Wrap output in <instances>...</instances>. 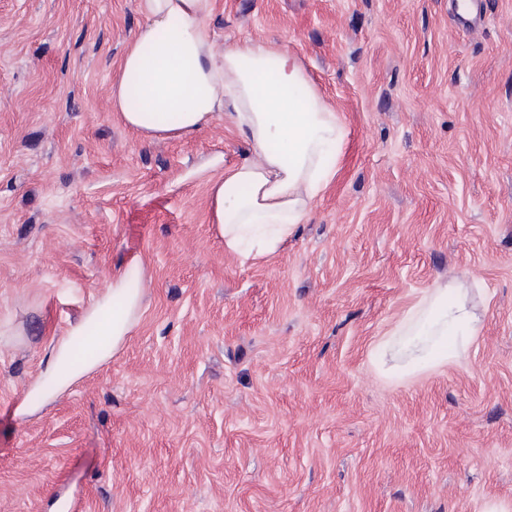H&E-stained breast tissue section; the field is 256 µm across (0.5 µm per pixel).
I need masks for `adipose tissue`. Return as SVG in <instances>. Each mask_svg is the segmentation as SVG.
Listing matches in <instances>:
<instances>
[{"label": "adipose tissue", "mask_w": 512, "mask_h": 512, "mask_svg": "<svg viewBox=\"0 0 512 512\" xmlns=\"http://www.w3.org/2000/svg\"><path fill=\"white\" fill-rule=\"evenodd\" d=\"M212 0H139L145 24L112 84V108L146 137L193 136L224 114L251 152L209 184V224L227 254L254 262L284 249L335 178L348 131L284 46L255 42L213 53ZM148 280L142 263L113 276L65 336L48 348L22 412L32 415L114 355L139 321ZM477 284L453 278L426 289L376 344L381 372L401 379L465 358L481 320ZM84 353L75 356L74 341Z\"/></svg>", "instance_id": "obj_1"}]
</instances>
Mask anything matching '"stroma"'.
I'll use <instances>...</instances> for the list:
<instances>
[{"mask_svg":"<svg viewBox=\"0 0 512 512\" xmlns=\"http://www.w3.org/2000/svg\"><path fill=\"white\" fill-rule=\"evenodd\" d=\"M213 0V52L294 50L342 115L335 179L281 254L210 230L246 156L215 116L148 138L110 88L138 0H0V512H512V0ZM122 348L34 415L53 341L124 265ZM479 282L467 360L402 382L375 345Z\"/></svg>","mask_w":512,"mask_h":512,"instance_id":"1","label":"stroma"}]
</instances>
